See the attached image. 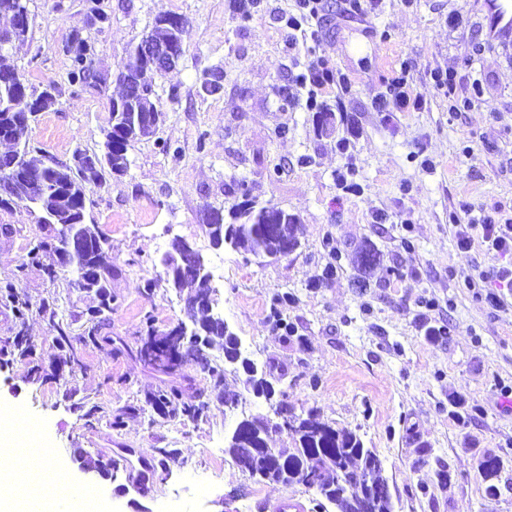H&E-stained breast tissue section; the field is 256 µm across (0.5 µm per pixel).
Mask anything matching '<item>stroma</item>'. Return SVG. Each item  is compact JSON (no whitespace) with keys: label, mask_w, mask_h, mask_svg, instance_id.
Here are the masks:
<instances>
[{"label":"stroma","mask_w":512,"mask_h":512,"mask_svg":"<svg viewBox=\"0 0 512 512\" xmlns=\"http://www.w3.org/2000/svg\"><path fill=\"white\" fill-rule=\"evenodd\" d=\"M104 4L110 22L87 28L88 0H30L31 29L14 50L29 85L56 83L54 105L31 122L28 138L67 163L76 150H99L132 42L159 15L189 20L182 61L153 77L163 123L130 150L126 175L85 187L86 222L107 238L112 266L100 344L81 341L91 296L71 270L52 279L44 266L23 263L40 233L37 213L0 211V225L13 228L0 232V284L15 282L29 305L19 320L0 302V349L13 350L19 337L27 346L0 370V410L36 421L47 463L72 486L95 490L76 512H260L263 500L285 494L322 512L315 491L258 481L232 457L219 464L208 454L224 448L239 421L273 417L282 402L358 434L383 462L395 512H512V295L490 303L478 276L499 262L480 237L459 246L449 221L462 200L512 218V46L485 39L477 0H384L366 26L327 12L320 53L343 82L321 98L335 116L328 137L305 106L306 89L279 96L306 63L283 22L294 0H261L246 18L229 0ZM77 28L95 48V88L68 79L64 46ZM404 60L422 108L374 111ZM437 67L456 71L467 109L449 112L428 77ZM216 73L221 91L203 93ZM346 168L359 185L352 194L336 187ZM246 195L299 218L294 253L273 261L213 247L206 214L230 211ZM176 237L203 255L217 310L265 370L271 399L245 393L229 407L223 391L234 375L220 385L198 366L164 374L140 358L148 329L188 320L160 262ZM368 243L380 262L363 274L351 258ZM148 279L157 283L150 293ZM273 309L285 328L270 325ZM54 317L69 326L73 358L57 347ZM172 382L208 402L203 418H170L148 405ZM117 443L155 456L151 496L128 489L122 471L95 483L80 472L78 461H111ZM490 454L501 460L491 481L480 467ZM441 469L452 474L448 484L436 479ZM201 482L211 491L199 498L192 488Z\"/></svg>","instance_id":"35a3bbf8"}]
</instances>
